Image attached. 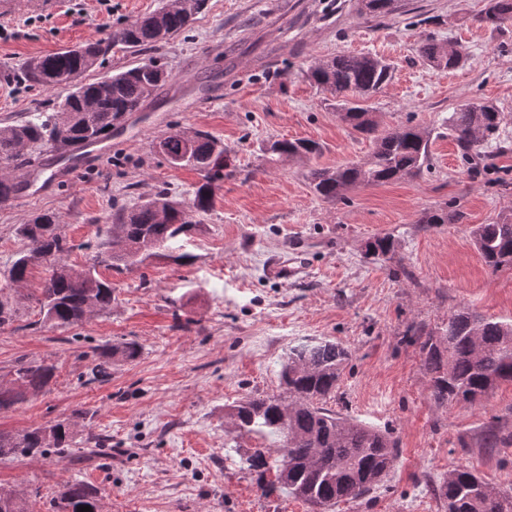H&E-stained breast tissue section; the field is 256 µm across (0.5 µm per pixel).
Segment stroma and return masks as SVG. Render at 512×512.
<instances>
[{
    "label": "stroma",
    "instance_id": "stroma-1",
    "mask_svg": "<svg viewBox=\"0 0 512 512\" xmlns=\"http://www.w3.org/2000/svg\"><path fill=\"white\" fill-rule=\"evenodd\" d=\"M487 0H408L395 16H360L356 0H208L187 32L138 52L109 53L83 82L155 61L167 84L115 131L106 157L68 180L55 177L54 154L38 192L0 203V289L24 242L17 227L50 213L72 250L63 263L96 265L116 289L110 311L74 327L46 324L39 297L47 266L18 290L19 317L0 326V380L18 361L47 362L55 377L0 411V432L19 434L58 421L77 425L72 448L47 457L0 461V489L29 497L31 512L75 480L99 492L102 512H311L285 494L262 496L240 457L259 444L225 422L226 407L282 392L289 346L326 338L351 354L327 408L390 431L399 448L384 484L370 498L331 512H445L430 482L458 466L512 490V445H481L493 421L512 425V382L479 405L437 406L409 328L444 327L466 308L512 321V268L490 270L472 230L512 210V26L478 23ZM162 0H56L50 12L22 9L0 23V126L53 111L67 88H32L23 62L107 38L117 22L155 11ZM467 52L455 70L430 67L417 54L425 36ZM371 54L393 67L369 104L379 128L413 125L430 135L422 177L358 185L343 199L317 196L308 178L367 158L370 137L342 123L326 93L305 76L339 53ZM214 96L195 105L197 86ZM495 105L503 115L485 144L487 169L467 172L446 120L463 102ZM205 131L227 149L235 174L217 190L193 233L158 257L118 272L95 264L113 212L157 188L187 196L199 176L172 167L155 144L166 133ZM311 139L313 157L264 162L275 139ZM447 210L445 224H421ZM390 234L395 248L366 254ZM191 254L187 264L173 255ZM136 343L140 357L114 360L105 382H88L95 350Z\"/></svg>",
    "mask_w": 512,
    "mask_h": 512
}]
</instances>
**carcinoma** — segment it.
<instances>
[{
    "label": "carcinoma",
    "mask_w": 512,
    "mask_h": 512,
    "mask_svg": "<svg viewBox=\"0 0 512 512\" xmlns=\"http://www.w3.org/2000/svg\"><path fill=\"white\" fill-rule=\"evenodd\" d=\"M403 8L402 0H367L359 15L386 18ZM191 18L179 12L158 10L126 20L113 27L103 42L64 49L29 58L22 66L24 78L32 86L54 87L71 83L72 91L55 112H39L34 118L0 127V163L15 169L43 171L34 152L58 146L72 155L93 144L106 141L124 117L141 110L145 100L158 90L169 74L154 62H144L109 76L106 85L82 83L79 78L110 53L109 42L119 40L126 49L140 51L154 47L185 31ZM479 22L496 29L512 24V0H487ZM418 56L428 65L454 70L464 62L457 54L431 37L418 46ZM392 67L370 54H340L318 62L306 73L308 80L336 99V112L354 131L375 135L370 157L360 163L310 171L313 191L326 200L344 198L357 184L387 183L417 177L429 168V133L415 126L398 131L377 132L368 100L391 79ZM503 118L488 104L465 102L448 116V132L459 148L461 159L471 171L484 158L483 143L499 129ZM161 155L174 166H189L201 176L188 203L156 189L140 197L130 207L112 215V238L99 244L110 251L116 270H130L156 256L167 243L188 234L193 213L206 212L214 190L224 181L229 167L224 145L209 134L196 131L186 140L178 132L161 138ZM319 151L311 140H276L266 149L267 162L310 156ZM30 180L0 174V203L23 193ZM57 219L44 213L18 227L26 241L10 269L12 283L22 285L31 269L48 264L51 273L41 288L40 312L45 322L60 327L78 326L86 320L90 307L97 312L111 309L115 300L112 282L100 277L96 266L76 270L58 260L70 249L56 232ZM476 247L487 267L497 271L512 267V214L506 212L492 224H479L473 231ZM422 365L430 376V396L443 407L450 403L481 404L504 382H512V322L497 321L473 314L466 308L448 318L445 329L416 336ZM140 348L133 342L103 348L91 357L92 379H103L111 369V359L119 354L135 360ZM350 360V352L330 339L302 340L288 348L281 365L284 392L279 395L247 397L226 413L235 430L263 439H275L274 447H260L241 456L242 463L257 473L261 494L276 492L309 505L314 512L341 502L357 501L370 495L385 481L393 468L397 441L387 431L337 414L323 406L339 386ZM55 376V366L22 362L13 371L10 385L0 386V410L22 400L26 391L47 387ZM74 434L63 423L37 427L23 437V447L36 455L55 448L62 453L71 447ZM504 440L495 422L486 426L482 447L496 448ZM433 491L447 512H512V493L489 486L471 467H457L443 474ZM98 502V492L75 481L67 485L53 505V512H78V507Z\"/></svg>",
    "instance_id": "carcinoma-1"
}]
</instances>
